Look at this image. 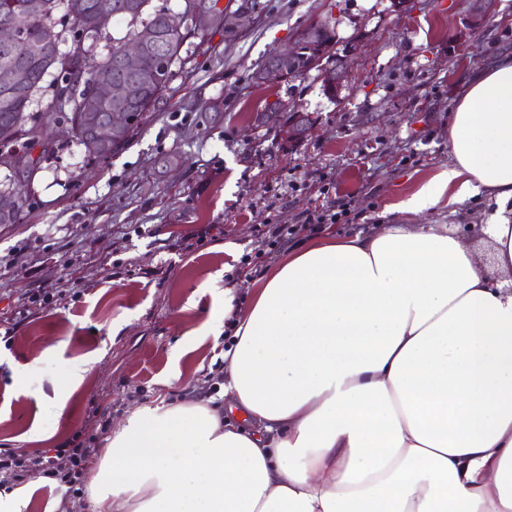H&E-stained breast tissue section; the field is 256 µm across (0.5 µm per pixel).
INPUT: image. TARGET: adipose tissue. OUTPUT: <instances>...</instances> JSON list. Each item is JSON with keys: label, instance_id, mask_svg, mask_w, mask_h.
Masks as SVG:
<instances>
[{"label": "adipose tissue", "instance_id": "obj_1", "mask_svg": "<svg viewBox=\"0 0 512 512\" xmlns=\"http://www.w3.org/2000/svg\"><path fill=\"white\" fill-rule=\"evenodd\" d=\"M450 163L399 208L485 195L494 263L456 224L311 240L215 292L221 398L133 410L87 512H512V57L473 73Z\"/></svg>", "mask_w": 512, "mask_h": 512}]
</instances>
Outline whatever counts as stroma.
<instances>
[{"label":"stroma","instance_id":"35a3bbf8","mask_svg":"<svg viewBox=\"0 0 512 512\" xmlns=\"http://www.w3.org/2000/svg\"><path fill=\"white\" fill-rule=\"evenodd\" d=\"M248 20L234 34L216 31L208 51L165 92L128 146L87 162L65 126L45 128L56 153L29 182L21 223L0 224V320L39 287L65 284L66 303L25 319L0 342V457L26 462L53 455L91 430L94 413L117 425L158 396L212 394L211 372L227 337L195 342L192 328L211 313L203 283L231 286L248 299L253 280L287 248L310 238L305 214L338 210L323 233L347 235L374 224H484L495 206L474 196L422 214L398 204L447 169L448 118L474 70L512 55V0H496L491 21L468 25L470 0H219L240 4ZM317 22L334 25L331 57L344 59L339 96L326 95L321 71L256 84L255 67L289 49ZM279 100L311 113V136L283 146L279 130L251 118ZM219 103V112L208 111ZM269 224L294 229L287 247L264 245ZM210 228L189 251L176 241ZM64 343L60 357H44ZM101 363L71 394L63 414L48 408L58 379L88 356ZM170 387L160 379L170 370ZM21 372L29 389L13 386ZM49 435L22 442L31 427ZM29 512H85L86 495L36 483Z\"/></svg>","mask_w":512,"mask_h":512}]
</instances>
